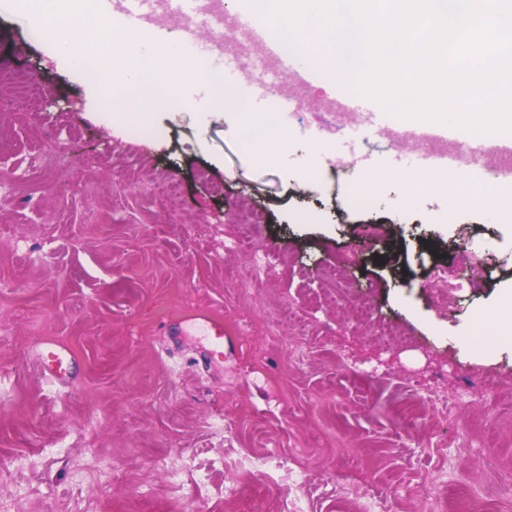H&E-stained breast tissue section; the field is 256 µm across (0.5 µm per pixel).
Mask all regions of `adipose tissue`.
<instances>
[{"mask_svg":"<svg viewBox=\"0 0 512 512\" xmlns=\"http://www.w3.org/2000/svg\"><path fill=\"white\" fill-rule=\"evenodd\" d=\"M95 38V30L86 27L77 31L52 29L46 33L44 41L51 49L61 51L69 65L78 68ZM157 41L156 31L138 33L127 47L117 51L124 66L112 72V84L119 89L113 103L123 107L125 122L141 123L144 109L181 95V87L174 83L163 62ZM233 130L255 155L265 160L271 159V146L283 134L274 113H257L243 106L237 110Z\"/></svg>","mask_w":512,"mask_h":512,"instance_id":"1","label":"adipose tissue"}]
</instances>
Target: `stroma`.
Returning a JSON list of instances; mask_svg holds the SVG:
<instances>
[{"mask_svg":"<svg viewBox=\"0 0 512 512\" xmlns=\"http://www.w3.org/2000/svg\"><path fill=\"white\" fill-rule=\"evenodd\" d=\"M37 9L0 7V168L21 173L0 198V512H512V340L479 342L512 216L424 179L337 187L326 107L355 86L320 75L274 162L233 133L223 85L185 84L131 136ZM49 139L55 167L27 169ZM400 149L367 129L354 155L382 172ZM245 215L250 249L278 255L258 278ZM467 239L491 258L450 306L438 274ZM201 313L224 322L223 366ZM45 338L75 356L66 382L35 365Z\"/></svg>","mask_w":512,"mask_h":512,"instance_id":"stroma-1","label":"stroma"}]
</instances>
